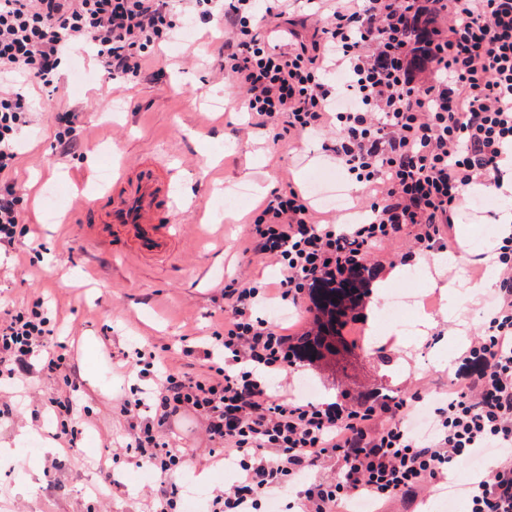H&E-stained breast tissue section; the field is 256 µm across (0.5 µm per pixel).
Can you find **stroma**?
<instances>
[{
    "label": "stroma",
    "mask_w": 512,
    "mask_h": 512,
    "mask_svg": "<svg viewBox=\"0 0 512 512\" xmlns=\"http://www.w3.org/2000/svg\"><path fill=\"white\" fill-rule=\"evenodd\" d=\"M221 43L216 22L188 19L180 38L162 46L141 80L120 93L81 80L70 82L62 99L34 95L45 110L27 133L14 178L25 192L23 221L32 229L25 245L44 246L45 253L24 278L12 275L13 259L0 256V301L18 306L39 295L47 299L62 324L61 339L80 384L79 404L89 418L78 451L46 450L59 420L39 406L58 393L57 381L46 375L0 380V404H10L14 413L0 422V512H148L162 477L124 450L127 420L117 403L137 381L123 367L124 352L143 345L163 348L170 366L201 371V363L182 355L181 339L207 335L222 324L225 282L235 278L272 287L280 278L279 267L239 249L254 209L274 192L309 186L314 173L340 171L320 138H279L273 130L250 126L240 98L222 77ZM109 98L121 104L120 112L103 111ZM72 107L84 110L78 155L59 159L50 154L53 114ZM148 151L177 172L182 214L175 256L168 261L130 259L94 243L82 227L87 204L99 192L98 174L115 172ZM242 186L249 194L236 198ZM506 210L512 212V197L501 195L493 210L470 205L455 220L445 250L460 262L446 269L445 278L457 287L459 319L433 308L428 334L407 337L401 345L398 332L379 328V306L369 302L352 334L373 337L393 357L392 367L355 349L336 365L298 367L272 378L274 390L301 399L310 382L324 398L342 391L354 398L382 388L401 396L418 389L446 394L467 342L493 305V294L471 298L467 288L487 277L479 254L500 240L493 215ZM414 234L410 227L402 238L378 244L368 263L378 280L396 267L422 273L421 290L439 295L426 274V253L413 245ZM28 425L39 427L36 439H20ZM172 437L187 459L175 478L183 492L177 512H187L189 491L199 496L197 512H208L215 489L230 486L232 475L191 411L176 417ZM109 445L117 450L110 484L96 466ZM204 471L210 482H198Z\"/></svg>",
    "instance_id": "35a3bbf8"
}]
</instances>
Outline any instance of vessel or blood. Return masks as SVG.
I'll return each mask as SVG.
<instances>
[{
  "label": "vessel or blood",
  "instance_id": "b4317fda",
  "mask_svg": "<svg viewBox=\"0 0 512 512\" xmlns=\"http://www.w3.org/2000/svg\"><path fill=\"white\" fill-rule=\"evenodd\" d=\"M93 204L88 234L96 242L143 257H163L173 250L172 218L180 203L172 171L153 158L113 174Z\"/></svg>",
  "mask_w": 512,
  "mask_h": 512
}]
</instances>
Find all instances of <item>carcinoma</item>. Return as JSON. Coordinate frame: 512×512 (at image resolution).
<instances>
[{
  "label": "carcinoma",
  "instance_id": "1",
  "mask_svg": "<svg viewBox=\"0 0 512 512\" xmlns=\"http://www.w3.org/2000/svg\"><path fill=\"white\" fill-rule=\"evenodd\" d=\"M374 274L361 266L353 277L341 283L325 281L311 288L317 309L316 328L299 354V361L312 364L325 355H336L347 346L343 328L364 300L373 294Z\"/></svg>",
  "mask_w": 512,
  "mask_h": 512
}]
</instances>
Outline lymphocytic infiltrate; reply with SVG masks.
<instances>
[{
	"label": "lymphocytic infiltrate",
	"mask_w": 512,
	"mask_h": 512,
	"mask_svg": "<svg viewBox=\"0 0 512 512\" xmlns=\"http://www.w3.org/2000/svg\"><path fill=\"white\" fill-rule=\"evenodd\" d=\"M0 0V250L15 252L28 232L12 177L17 145L31 124L29 88L57 91L58 68L88 43L103 82L137 83L155 46L179 20L229 22L222 45L224 76L244 95L253 127L322 135L335 130L336 160L363 184L370 222L319 224L296 188L271 194L243 237L245 254L275 262L281 300L309 304L320 279L350 274L374 244L415 226L419 250L441 246L473 185L502 191L512 165V0H311L322 25L312 44L282 47L261 29L297 0ZM452 21L424 47L409 39L426 14ZM498 260L505 275L482 327L465 354L448 400L433 405L434 432L412 429L425 392L379 406L373 397L331 404L272 393L270 374L294 369L303 339L258 316L268 289L224 286L223 325L201 346L206 371L172 368L154 348L134 351L129 367L154 389L124 399L126 452L167 476L154 512H175L179 489L169 476L184 457L170 437L171 420L192 408L211 442L224 450L236 480L214 496L210 512H261L262 501L334 457V480L315 481L284 512H343L346 501L412 499L462 460L505 449L468 487V512H512V233ZM58 321L43 297L0 319V379L40 369L64 395L43 400L74 416L71 362Z\"/></svg>",
	"instance_id": "obj_1"
}]
</instances>
